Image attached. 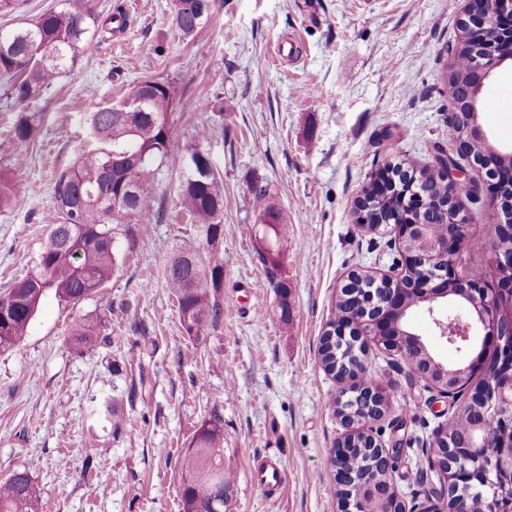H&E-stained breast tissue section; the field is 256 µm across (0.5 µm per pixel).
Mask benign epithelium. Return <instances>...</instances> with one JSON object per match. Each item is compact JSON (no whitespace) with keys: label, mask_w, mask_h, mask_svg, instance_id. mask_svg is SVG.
<instances>
[{"label":"benign epithelium","mask_w":512,"mask_h":512,"mask_svg":"<svg viewBox=\"0 0 512 512\" xmlns=\"http://www.w3.org/2000/svg\"><path fill=\"white\" fill-rule=\"evenodd\" d=\"M489 19L497 26L494 37L486 33ZM459 27L462 36L458 47L469 52V76L464 103H451V110L464 113L470 136L484 140L486 135L478 123V104L493 69L512 61V0H464ZM476 166L486 170L491 182L483 185L475 181L454 157L446 152L438 154L435 167L448 184V202L441 216L453 231L434 249L406 248V243L425 234L424 217L431 210L428 197L412 187L403 189L387 173L374 180L377 192L399 197L397 222L390 229L401 246V272L380 276L351 272L337 299L356 298L361 311L350 320L328 323L323 331L326 354H336V343L349 341L371 342L401 357L407 348L423 345L421 336L413 332L390 334L408 317L405 295L410 293L429 314L438 336L465 354V362L447 370L442 380L436 379L429 369H416L414 373L446 398L458 391L470 375L484 372L486 383L468 398L472 429L448 449V466L438 469L442 493L421 504L416 512H465L460 500L448 510L443 506L450 489L462 481L477 491H490L495 500L506 498L512 506V438L503 436L505 432L512 433V251L491 247L490 271L478 277L460 272L457 266L459 254L469 245L468 218L462 213L457 195L461 191L475 197L487 194L503 216V221L496 225V233L512 229V165L479 161ZM359 279L381 286V296L354 292L353 285ZM450 300L467 307V314L455 317L451 329L449 315L445 314V305ZM357 397L368 404L375 421L388 412L372 386L350 387L341 392L336 413L345 433L330 450L328 468L343 492L342 512H378L376 504L383 497L382 489L359 479L350 470V460L361 439L367 447L376 449L375 462L388 469L394 452L377 442L368 423L349 419L348 408Z\"/></svg>","instance_id":"benign-epithelium-1"}]
</instances>
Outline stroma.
Returning a JSON list of instances; mask_svg holds the SVG:
<instances>
[{"mask_svg": "<svg viewBox=\"0 0 512 512\" xmlns=\"http://www.w3.org/2000/svg\"><path fill=\"white\" fill-rule=\"evenodd\" d=\"M89 3L103 16L124 8L125 31L26 105L0 84V171L16 192L0 211V290L38 259L54 178L91 144L87 113L148 77L173 93L170 149L150 176L163 218L137 225L104 295L75 306L46 298L26 336L0 351V478L27 471L43 512H183L182 459L217 413L234 473L226 512H341L325 465L344 432L331 404L341 385L319 363L320 337L349 273L388 272L400 258L391 229L355 221L372 174L431 167L436 146L456 148L446 79L458 11L448 0H215L210 19L184 37L171 25L173 0ZM23 112L37 126L25 147L11 137ZM216 112L223 123L195 141ZM194 143L224 189V313L195 340L165 286L177 248L206 247L177 197ZM257 186L280 213L273 273L258 253ZM459 202L470 218L459 268H483L501 215L483 197L463 192ZM78 317L99 322V345H68ZM365 367L393 391L389 412L370 425L384 447L402 451L393 483L405 503L424 501L439 484L426 454L454 406L380 348L370 347ZM105 401L134 427L97 422L92 412ZM92 436L94 450L85 446ZM268 464L282 473L272 491L257 483Z\"/></svg>", "mask_w": 512, "mask_h": 512, "instance_id": "obj_1", "label": "stroma"}]
</instances>
